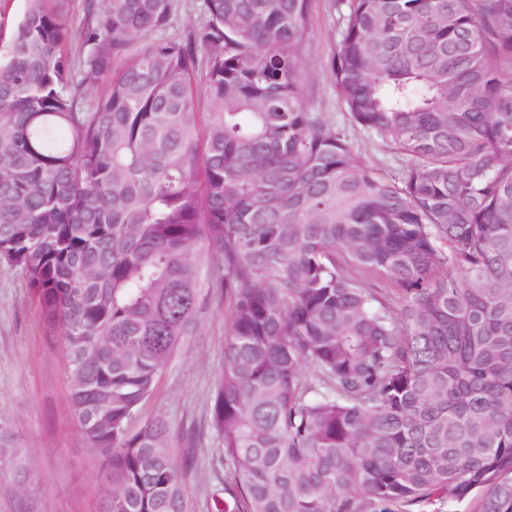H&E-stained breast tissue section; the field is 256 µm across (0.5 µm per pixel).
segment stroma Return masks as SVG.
I'll list each match as a JSON object with an SVG mask.
<instances>
[{
    "label": "stroma",
    "instance_id": "1",
    "mask_svg": "<svg viewBox=\"0 0 512 512\" xmlns=\"http://www.w3.org/2000/svg\"><path fill=\"white\" fill-rule=\"evenodd\" d=\"M340 37L337 16L326 0H314L309 31L299 50L308 107L323 113L355 150L397 175L408 157L377 134L356 127L342 104L331 73ZM230 305L223 289L210 291L194 333L160 378L141 417H162L174 440L176 461L185 462L190 512H212L211 491L224 480L222 445L209 426L211 396L224 369V337ZM64 347L34 302L23 276L0 266V416L34 463L36 489L20 493L0 466V512H98L99 460L73 420ZM195 446L185 450V439Z\"/></svg>",
    "mask_w": 512,
    "mask_h": 512
}]
</instances>
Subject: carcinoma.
I'll return each instance as SVG.
<instances>
[{"label":"carcinoma","mask_w":512,"mask_h":512,"mask_svg":"<svg viewBox=\"0 0 512 512\" xmlns=\"http://www.w3.org/2000/svg\"><path fill=\"white\" fill-rule=\"evenodd\" d=\"M86 2L81 81L46 0L0 59V264L62 338L100 512H189L167 422L133 424L212 262V512H512V0H328L336 89L398 177L304 103L313 0H204L183 38L173 0ZM4 460L30 491L0 417Z\"/></svg>","instance_id":"cac0c4a2"}]
</instances>
